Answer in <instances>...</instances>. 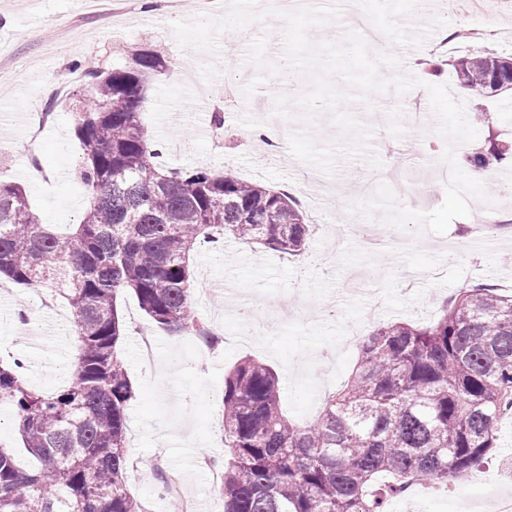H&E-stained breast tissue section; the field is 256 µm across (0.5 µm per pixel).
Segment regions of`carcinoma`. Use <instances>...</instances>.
I'll return each instance as SVG.
<instances>
[{
	"instance_id": "cac0c4a2",
	"label": "carcinoma",
	"mask_w": 512,
	"mask_h": 512,
	"mask_svg": "<svg viewBox=\"0 0 512 512\" xmlns=\"http://www.w3.org/2000/svg\"><path fill=\"white\" fill-rule=\"evenodd\" d=\"M448 66L477 97L512 89L511 56L471 53ZM166 67L146 49L108 70L76 65L79 175L94 196L71 231L39 223L24 188L0 183V277L51 289L78 329L75 374L55 393L30 388L21 361L0 365V401L34 460L22 469L0 445V512H143L126 481L136 388L119 353L118 294L134 295L160 328L214 348L220 338L206 335L194 303V253L226 235L292 257L305 250L310 225L287 190L161 165L139 114L148 79ZM463 162L482 171L512 164V144L488 139ZM507 395L512 293L488 285L459 289L428 324L378 325L346 384L306 426L283 415L273 368L245 358L224 376V512H386L406 476L446 487L488 459ZM383 473L392 482L382 487Z\"/></svg>"
}]
</instances>
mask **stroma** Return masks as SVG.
Here are the masks:
<instances>
[{"label":"stroma","instance_id":"obj_1","mask_svg":"<svg viewBox=\"0 0 512 512\" xmlns=\"http://www.w3.org/2000/svg\"><path fill=\"white\" fill-rule=\"evenodd\" d=\"M337 9L328 25L312 29V39L337 40L350 28L351 15L369 14L363 32L370 47L399 51L400 68L381 67L383 78L410 74L421 81L410 95L429 109L426 87L431 83L458 85L446 63L449 56L484 49L512 54V0H326ZM79 0H0V49L8 54L11 77L0 83V181L24 186L33 212L41 223L65 230L78 223L89 204L87 185L76 174L80 143L66 99H50L69 73V63L92 57L111 67L140 48H154L170 58L169 68L148 83L141 120L155 142H181L176 155L163 154L173 169L208 167L215 172L270 187L288 188L298 195L310 236L302 255L292 258L269 249H254L226 237L220 250L199 252L193 261L196 277L212 275L224 292L197 303L198 312L218 323L226 335L207 357H200L197 340L179 339L157 327L141 311L136 298L121 295L119 309L126 324L121 343L124 365L137 387L127 408V453L151 461L163 453L166 470L177 472L184 494L194 499L197 512H224V500L210 483L199 462L224 457L222 395L225 373L241 358L251 356L269 364L279 375L286 415L304 422L315 418L325 397L337 391L350 374L358 355L347 347V330L359 322L364 332L375 325L398 321H427L442 301L459 289L486 284L512 291V179H499L502 190L491 210L498 226L481 240H465L449 225L445 234L390 229L381 212L361 217V188L372 173L391 159H413L417 167L405 174L396 190L398 205L421 212L438 208L445 197L448 168L442 156L430 154L429 138L436 124L415 127L398 118L391 106L393 91L371 102L335 78L348 95L347 108L358 127L340 131L329 113L317 126L296 119L277 120L273 98L279 94L278 63L285 50L283 28L257 23L223 33L220 52L181 50L169 25L203 14L224 16L228 0L202 8L190 0L180 14L157 6L145 14L141 0H130L124 15L106 18L79 14ZM483 28L482 40L457 39L450 50L441 45L453 31ZM221 96L226 119L223 143L199 138L197 127H211L209 109L195 108L202 90ZM53 103L52 121L39 141L21 134L14 115ZM280 122L287 131L279 150L262 146L254 130ZM48 176L37 181L33 166ZM415 276V293L404 291L406 273ZM382 296L384 306L369 318L370 300ZM288 297L299 305L293 324L277 322L273 301ZM340 313L328 318L327 302ZM71 317L69 305L44 289L29 288L0 279V359H23L25 380L51 393L71 379L76 344L73 325L61 339L62 356H35L30 347L35 335L51 336L57 316ZM152 336L156 362L143 370L139 362L141 334ZM502 487H512V421L504 423L498 446L488 463L473 468L454 489L425 492L417 512H452L456 494L473 502L486 496L489 474Z\"/></svg>","mask_w":512,"mask_h":512}]
</instances>
